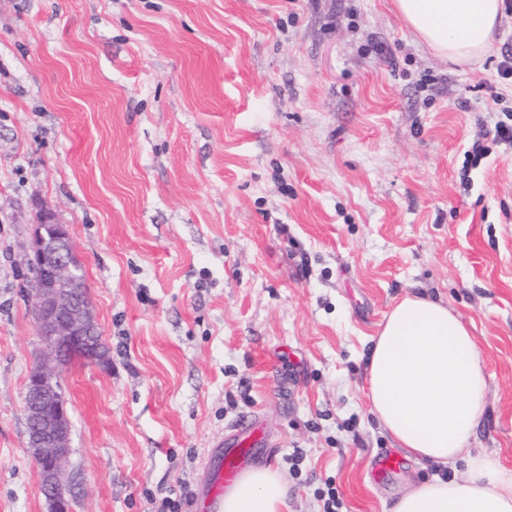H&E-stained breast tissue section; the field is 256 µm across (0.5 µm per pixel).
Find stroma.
Here are the masks:
<instances>
[{"label": "stroma", "mask_w": 512, "mask_h": 512, "mask_svg": "<svg viewBox=\"0 0 512 512\" xmlns=\"http://www.w3.org/2000/svg\"><path fill=\"white\" fill-rule=\"evenodd\" d=\"M512 15L475 65L392 0H0V512H46L26 450L41 208L65 224L109 362L65 369L76 512H191L258 422L288 512H390L447 468L395 451L365 353L415 292L487 372L470 446L512 468Z\"/></svg>", "instance_id": "35a3bbf8"}]
</instances>
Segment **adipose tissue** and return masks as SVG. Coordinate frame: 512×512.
<instances>
[{
	"mask_svg": "<svg viewBox=\"0 0 512 512\" xmlns=\"http://www.w3.org/2000/svg\"><path fill=\"white\" fill-rule=\"evenodd\" d=\"M434 53L465 64L491 52L501 0H394ZM370 408L399 448L462 476L405 490L391 512H512V469L473 454L469 442L486 406V374L475 336L442 303L402 298L371 337ZM287 485L267 467L248 469L224 496L223 512H285Z\"/></svg>",
	"mask_w": 512,
	"mask_h": 512,
	"instance_id": "1",
	"label": "adipose tissue"
}]
</instances>
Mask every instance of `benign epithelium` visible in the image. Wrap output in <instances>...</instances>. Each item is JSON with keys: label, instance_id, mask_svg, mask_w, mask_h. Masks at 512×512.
Instances as JSON below:
<instances>
[{"label": "benign epithelium", "instance_id": "benign-epithelium-1", "mask_svg": "<svg viewBox=\"0 0 512 512\" xmlns=\"http://www.w3.org/2000/svg\"><path fill=\"white\" fill-rule=\"evenodd\" d=\"M28 265L33 281L27 296L43 350L26 381L27 448L47 512H74L77 486L65 474L70 421L60 376L74 360L105 363V343L68 229L47 208L38 213Z\"/></svg>", "mask_w": 512, "mask_h": 512}]
</instances>
